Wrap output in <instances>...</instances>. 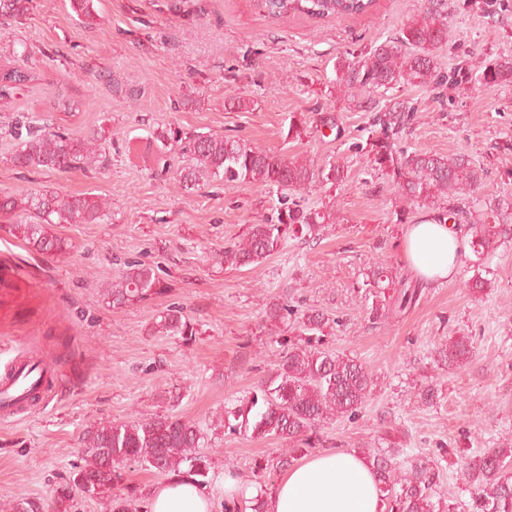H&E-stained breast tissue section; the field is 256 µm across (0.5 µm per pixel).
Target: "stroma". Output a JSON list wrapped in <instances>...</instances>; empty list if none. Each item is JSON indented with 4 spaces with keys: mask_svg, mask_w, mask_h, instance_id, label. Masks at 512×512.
<instances>
[{
    "mask_svg": "<svg viewBox=\"0 0 512 512\" xmlns=\"http://www.w3.org/2000/svg\"><path fill=\"white\" fill-rule=\"evenodd\" d=\"M422 0H375L366 14L274 19L257 0H94L97 20L79 21L70 0H33L26 16L0 25V64L30 52L41 75L0 110V191L54 189L108 201V224H60L65 255L32 252L0 216V368L16 356L52 364L35 405L0 418V512L26 494L52 503L81 462L83 434L98 424L156 415L194 422L211 474L231 469L254 480L255 463L278 458L280 441L224 432L217 419L273 372L297 321L270 323L268 303L317 309L331 319L328 349L364 362L376 386L353 418L319 428L324 449L395 448L404 460L431 459L447 500L469 502L461 459L512 440V85H405L382 105L415 108L402 148L465 152L483 169L484 200L507 217L496 251L461 257L453 277L423 281L417 301L385 317L366 283L380 259L415 278L402 253L400 201L356 147L372 131L367 93L336 87L339 61L397 37ZM452 25L436 52L440 75L479 70L512 57V0H447ZM80 101L76 115L66 100ZM301 137L288 135L291 117ZM51 121L81 139L105 131L99 166L59 175L15 167L12 126ZM217 133L344 172L335 190L313 184L296 200L336 203L322 239L289 240L270 258L237 270L219 254L260 222L277 194L256 183L227 190L181 188L190 162L169 131ZM160 268L170 290L146 303L109 307L103 290L125 261ZM482 266L491 285L464 280ZM177 303L200 331L195 342L158 333L157 315ZM472 341L474 359L441 370L436 351L451 337ZM113 494L74 492L68 512H112L113 495L149 493L164 475L130 464Z\"/></svg>",
    "mask_w": 512,
    "mask_h": 512,
    "instance_id": "obj_1",
    "label": "stroma"
}]
</instances>
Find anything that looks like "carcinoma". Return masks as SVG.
<instances>
[{
	"label": "carcinoma",
	"mask_w": 512,
	"mask_h": 512,
	"mask_svg": "<svg viewBox=\"0 0 512 512\" xmlns=\"http://www.w3.org/2000/svg\"><path fill=\"white\" fill-rule=\"evenodd\" d=\"M94 0H71L76 15L85 23L94 22ZM268 15L285 18L304 14L324 20L357 16L372 9L375 0H258ZM32 0H0V19L26 15ZM448 36V14L443 0H427L420 15L407 22L398 37L375 44L361 58L344 59L336 66V86L346 93L363 91L386 93L401 85L428 84L435 79V50ZM38 79L29 66L0 67V104H9L22 84ZM486 89L512 84V58H502L474 75ZM411 115L399 104L377 110L373 126L376 135L367 139L362 151L369 166L386 177L396 196L405 204L398 222L415 208H432L445 221L468 215L472 206L482 204L479 196L484 172L464 152L451 156L414 150L398 145ZM18 143L11 162L22 169H43L59 173L81 165L98 163L103 136L94 133L74 139L60 128L44 126L27 137L15 133ZM191 166L179 172L186 190H198L210 183L226 187L260 183L278 191L297 193L316 182L335 186L343 181L340 167L330 163L320 167L311 162L261 150L240 138L221 135H194L188 138ZM19 212L33 221L10 225L12 235L41 254H58L68 243L54 234L57 224H100L110 213L105 203L86 196H69L57 190H39L16 196L0 193V214ZM334 223L333 213L305 210L296 202L278 201L270 216L251 224L234 246L224 250V261L234 268L254 265L278 252L289 237L318 240L326 226ZM469 247L489 255L497 248L501 234L498 224L469 225ZM367 282L386 290L400 287L393 306L404 309L416 298V288L395 282L385 261L375 263ZM169 284L154 268L130 261L118 278L105 289L106 299L120 308L149 302L167 294ZM298 342L288 346L278 367L256 387L250 396L224 409V430L245 433L253 438H276L290 447L277 462L255 464V472L266 475L285 469L297 454L307 453L320 443L317 429L334 417L356 416L372 391L371 370L361 361L323 347L329 319L316 309L300 313ZM156 329L189 342L200 335L197 324L174 305L167 308ZM439 362L447 369L468 364L473 345L466 336L450 338L438 349ZM203 434L190 421L173 416L124 423L107 422L87 431L82 439L86 458L77 467L72 482L56 489L55 501L71 497L76 490L102 494L121 482L120 466L130 463L170 477L194 483H210L209 459L199 453ZM302 447L295 448L293 444ZM395 453L387 450L369 454L383 497L386 512H458L438 492L436 473L427 461L416 459L403 475L395 476ZM512 447L485 448L465 461V475L471 486L470 512H512Z\"/></svg>",
	"instance_id": "carcinoma-1"
}]
</instances>
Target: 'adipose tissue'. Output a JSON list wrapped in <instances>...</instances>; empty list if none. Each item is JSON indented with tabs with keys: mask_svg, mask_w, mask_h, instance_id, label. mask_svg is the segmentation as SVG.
Returning a JSON list of instances; mask_svg holds the SVG:
<instances>
[{
	"mask_svg": "<svg viewBox=\"0 0 512 512\" xmlns=\"http://www.w3.org/2000/svg\"><path fill=\"white\" fill-rule=\"evenodd\" d=\"M460 241V230L431 215L408 225L402 252L423 278L446 280L457 268ZM219 487L227 501L241 506L258 494L255 485L228 473ZM216 488L172 479L151 489L147 509L212 512ZM266 501L267 512H384L370 463L344 449H329L289 467Z\"/></svg>",
	"mask_w": 512,
	"mask_h": 512,
	"instance_id": "adipose-tissue-1",
	"label": "adipose tissue"
}]
</instances>
